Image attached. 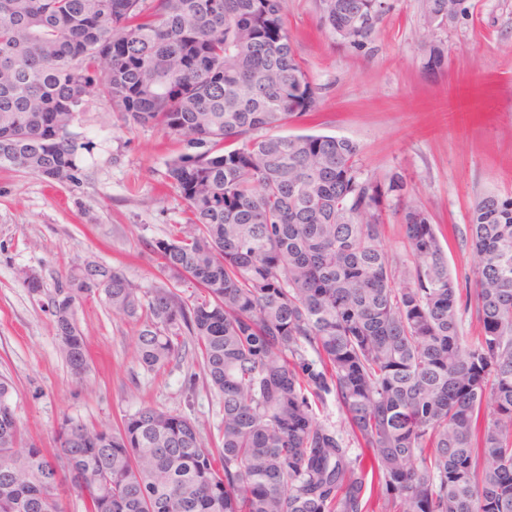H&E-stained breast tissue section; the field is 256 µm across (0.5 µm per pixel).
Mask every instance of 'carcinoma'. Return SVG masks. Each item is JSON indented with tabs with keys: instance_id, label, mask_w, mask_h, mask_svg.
Masks as SVG:
<instances>
[{
	"instance_id": "cac0c4a2",
	"label": "carcinoma",
	"mask_w": 512,
	"mask_h": 512,
	"mask_svg": "<svg viewBox=\"0 0 512 512\" xmlns=\"http://www.w3.org/2000/svg\"><path fill=\"white\" fill-rule=\"evenodd\" d=\"M463 0H422L426 29ZM319 23L365 55L388 0H318ZM448 61L428 44L427 65ZM128 127L210 145L167 178L191 216L148 242L162 278L74 265L49 308L75 382L90 372L77 318L104 295L142 321L135 358L159 371L187 344L224 412L222 447L190 417L152 405L121 424L66 418L59 448L31 441L0 377V512H368L367 486L399 512H512V196L469 216L482 336L428 214L397 173L364 175L359 145L277 130L313 111L284 0H0V165L77 179L70 127L91 92ZM404 226L411 270L381 245ZM196 288L185 301L171 282ZM334 396L354 455L315 407Z\"/></svg>"
}]
</instances>
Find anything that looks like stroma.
Returning <instances> with one entry per match:
<instances>
[{
    "label": "stroma",
    "instance_id": "35a3bbf8",
    "mask_svg": "<svg viewBox=\"0 0 512 512\" xmlns=\"http://www.w3.org/2000/svg\"><path fill=\"white\" fill-rule=\"evenodd\" d=\"M367 57L334 43L315 0H285L288 30L318 89L319 108L284 134L346 137L360 147L365 175L401 173L448 257L462 300L475 288L468 216L483 194L512 195V0H464L435 36L450 49L441 70L426 67L421 0H391ZM70 132L75 181L50 183L0 166V376L16 390L17 414L30 437L54 450L63 417L120 424L145 404L192 417L213 447L224 430L218 396L192 356L164 371L134 358L139 321L113 315L103 298L78 309L88 337L90 380L77 386L60 355L47 310L71 264L93 261L149 287L160 272L147 243L186 223L187 203L166 179L168 162L204 145L158 128L125 126L97 97ZM35 274L31 295L20 270Z\"/></svg>",
    "mask_w": 512,
    "mask_h": 512
}]
</instances>
